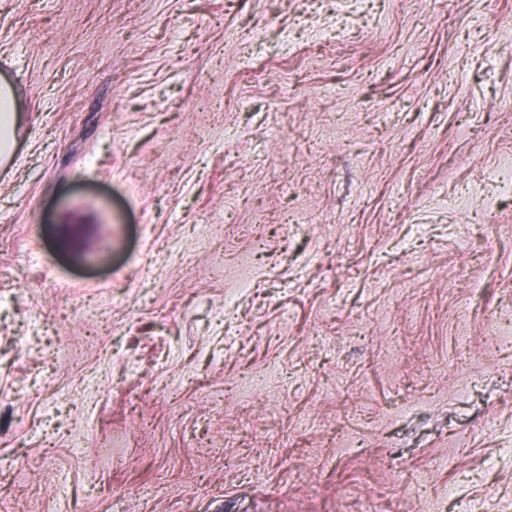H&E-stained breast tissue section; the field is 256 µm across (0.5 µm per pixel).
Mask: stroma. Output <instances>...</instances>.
Here are the masks:
<instances>
[{
  "label": "stroma",
  "instance_id": "obj_1",
  "mask_svg": "<svg viewBox=\"0 0 512 512\" xmlns=\"http://www.w3.org/2000/svg\"><path fill=\"white\" fill-rule=\"evenodd\" d=\"M0 512H512V0H0ZM0 153L12 157L16 147L18 114L15 111L13 89L3 81L0 85Z\"/></svg>",
  "mask_w": 512,
  "mask_h": 512
}]
</instances>
